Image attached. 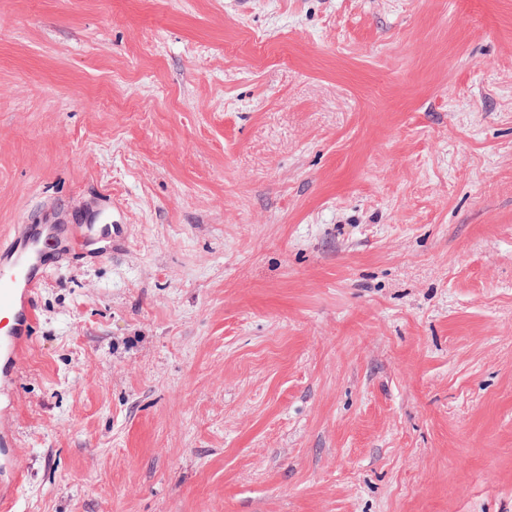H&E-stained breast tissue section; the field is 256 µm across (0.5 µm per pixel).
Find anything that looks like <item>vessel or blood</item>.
<instances>
[{
    "mask_svg": "<svg viewBox=\"0 0 512 512\" xmlns=\"http://www.w3.org/2000/svg\"><path fill=\"white\" fill-rule=\"evenodd\" d=\"M128 246L124 227L93 224L80 212L69 224L47 219L12 225L0 235V399L14 402L22 362L30 348L37 297L48 273L73 258L95 260ZM17 439L0 429V512H10L21 483Z\"/></svg>",
    "mask_w": 512,
    "mask_h": 512,
    "instance_id": "vessel-or-blood-1",
    "label": "vessel or blood"
}]
</instances>
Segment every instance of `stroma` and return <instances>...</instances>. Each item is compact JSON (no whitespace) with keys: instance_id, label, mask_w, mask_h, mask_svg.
Wrapping results in <instances>:
<instances>
[{"instance_id":"obj_1","label":"stroma","mask_w":512,"mask_h":512,"mask_svg":"<svg viewBox=\"0 0 512 512\" xmlns=\"http://www.w3.org/2000/svg\"><path fill=\"white\" fill-rule=\"evenodd\" d=\"M86 207L14 512H512V0H0V228Z\"/></svg>"}]
</instances>
